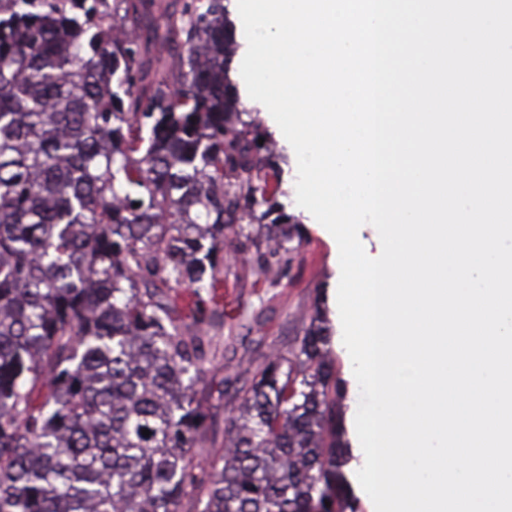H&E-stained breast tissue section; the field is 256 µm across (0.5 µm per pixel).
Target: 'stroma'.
<instances>
[{
	"label": "stroma",
	"mask_w": 512,
	"mask_h": 512,
	"mask_svg": "<svg viewBox=\"0 0 512 512\" xmlns=\"http://www.w3.org/2000/svg\"><path fill=\"white\" fill-rule=\"evenodd\" d=\"M260 118L286 157V195L282 202L286 211L296 217L298 226L287 244V276L276 282L259 279L246 257L228 246L219 266V282L214 291L203 296L206 310L215 312L217 320L208 330L214 358L198 386L206 399V440L200 450L206 461L224 446L230 379H248L250 370L272 352L292 345L301 335L303 320L310 315L313 303H320L332 336L341 333L335 312L340 265L334 241L323 225L297 205L295 152L269 111H262Z\"/></svg>",
	"instance_id": "obj_1"
}]
</instances>
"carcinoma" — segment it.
<instances>
[{"mask_svg": "<svg viewBox=\"0 0 512 512\" xmlns=\"http://www.w3.org/2000/svg\"><path fill=\"white\" fill-rule=\"evenodd\" d=\"M119 2L0 0V512H356L318 308L195 451L224 230L275 280L296 221L225 0Z\"/></svg>", "mask_w": 512, "mask_h": 512, "instance_id": "cac0c4a2", "label": "carcinoma"}]
</instances>
